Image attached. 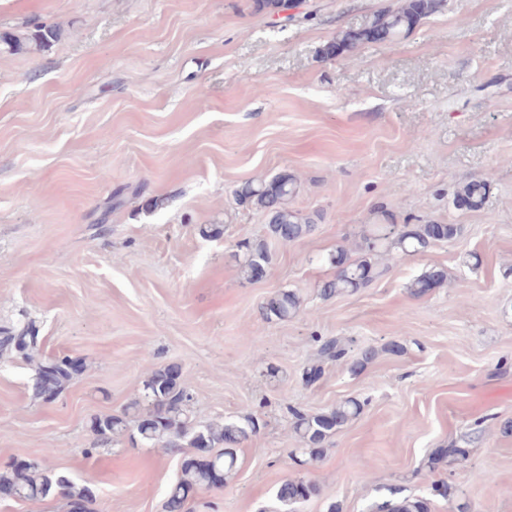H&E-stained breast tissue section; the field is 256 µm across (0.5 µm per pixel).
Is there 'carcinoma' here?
<instances>
[{
  "instance_id": "carcinoma-1",
  "label": "carcinoma",
  "mask_w": 512,
  "mask_h": 512,
  "mask_svg": "<svg viewBox=\"0 0 512 512\" xmlns=\"http://www.w3.org/2000/svg\"><path fill=\"white\" fill-rule=\"evenodd\" d=\"M446 0H406L397 10L381 11L370 16L361 26L339 31L327 43L322 53L325 57L351 54L358 46L370 42L390 41L412 31L422 20L435 14ZM285 0H253L257 12L278 14L287 9ZM59 38V30L47 24L34 26V31L21 39L6 34L3 42L12 51H20L27 44L47 46ZM297 193L296 178L282 171L269 179L257 183L245 182L236 191V200L262 212L267 219L269 234L283 245L302 239L316 230V219L302 216L290 206ZM486 196V184L480 180L469 182L457 196L456 203L469 209L482 206ZM457 227L453 224H379L370 233L362 236L360 248L365 252L361 260L352 261L342 249L331 257L336 266L333 279L323 283L321 295L325 298L356 292L367 287L381 271L372 258L386 252L391 255H415L428 251L441 242L453 239ZM270 264V255L263 244L247 246V253L239 264L241 275L248 281L264 276ZM446 281L443 270H431L411 284L410 292L421 296ZM301 298L293 291L281 290L262 306L268 320L285 321L295 316L301 308ZM14 354L35 368L31 392L35 399L50 404L56 401L75 380L66 366L64 356H45L37 348V330L27 324L21 328L0 329V355ZM319 355L330 360L345 357L346 350L337 341L321 344ZM145 397L149 412L137 421L139 439L147 444L159 445L167 452L183 455L180 474L170 486L164 503L165 512H185V505L193 493L213 487L212 468L223 473V482H228L236 472L237 458L234 447L257 433L256 422L247 424L225 422L219 426H194L191 419L192 396L182 383V367L168 364L156 369L145 385ZM363 403L357 399H346L330 410L308 414L293 412V429L304 445L303 451L314 460L320 455L325 443L337 430L357 418ZM91 428L104 440L122 435L128 429L125 417L106 415L93 418ZM221 450L214 451V448ZM193 448L208 456L209 461L200 462L195 455L186 454ZM465 448H439L431 462L439 463L447 458L457 461L467 456ZM0 485L13 488L24 499H45L58 494L68 500L69 512H90L92 499L88 487L82 486L64 475L47 472L35 462L24 466L10 465L0 471ZM318 493L316 485L294 479L285 480L277 489V500L288 506V512H297V506ZM378 512H429V503L423 497H405L388 501Z\"/></svg>"
}]
</instances>
